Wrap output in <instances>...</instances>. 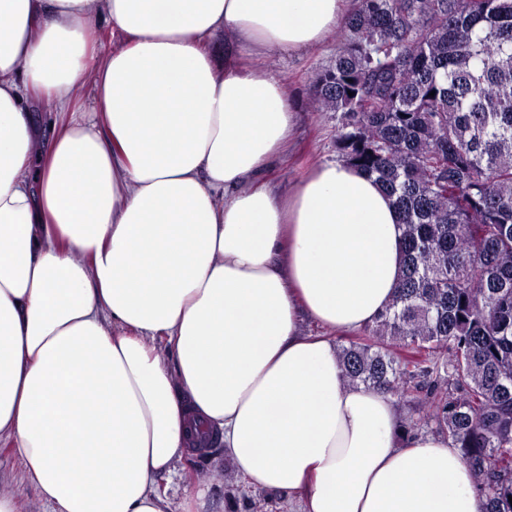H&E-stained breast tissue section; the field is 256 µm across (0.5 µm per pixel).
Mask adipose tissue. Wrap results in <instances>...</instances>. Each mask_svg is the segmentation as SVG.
Masks as SVG:
<instances>
[{"instance_id": "adipose-tissue-1", "label": "adipose tissue", "mask_w": 512, "mask_h": 512, "mask_svg": "<svg viewBox=\"0 0 512 512\" xmlns=\"http://www.w3.org/2000/svg\"><path fill=\"white\" fill-rule=\"evenodd\" d=\"M353 3L0 0V442L50 512H166L194 417L300 512H480L450 440L343 379L333 333L399 284L391 200L340 161L270 177L299 115L252 60Z\"/></svg>"}]
</instances>
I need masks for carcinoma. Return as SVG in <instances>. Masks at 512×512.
<instances>
[{"mask_svg":"<svg viewBox=\"0 0 512 512\" xmlns=\"http://www.w3.org/2000/svg\"><path fill=\"white\" fill-rule=\"evenodd\" d=\"M346 30L316 107L399 209L404 267L338 348L345 380L415 402L403 427L448 438L483 512H512V0H358Z\"/></svg>","mask_w":512,"mask_h":512,"instance_id":"cac0c4a2","label":"carcinoma"}]
</instances>
